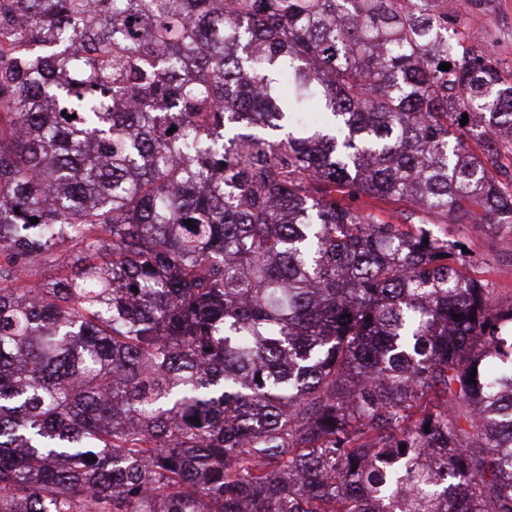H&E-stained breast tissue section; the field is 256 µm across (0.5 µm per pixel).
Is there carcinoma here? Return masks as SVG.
Segmentation results:
<instances>
[{"instance_id":"obj_1","label":"carcinoma","mask_w":512,"mask_h":512,"mask_svg":"<svg viewBox=\"0 0 512 512\" xmlns=\"http://www.w3.org/2000/svg\"><path fill=\"white\" fill-rule=\"evenodd\" d=\"M481 2L0 0V512H512ZM434 232L466 242L475 252L471 276L494 289L499 301H512V227L491 229L486 224H436Z\"/></svg>"}]
</instances>
